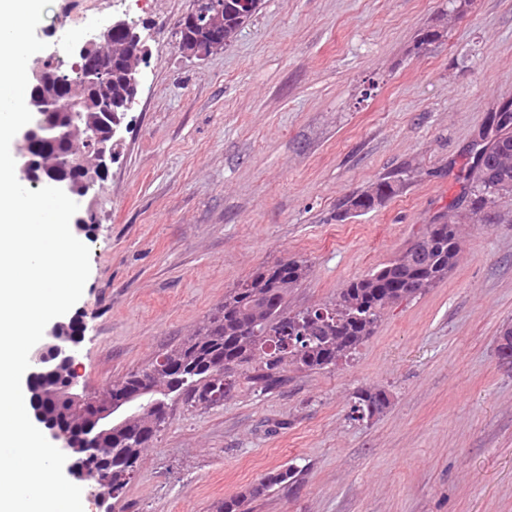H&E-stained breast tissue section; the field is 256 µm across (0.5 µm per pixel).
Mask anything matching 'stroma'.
I'll return each instance as SVG.
<instances>
[{
    "label": "stroma",
    "mask_w": 512,
    "mask_h": 512,
    "mask_svg": "<svg viewBox=\"0 0 512 512\" xmlns=\"http://www.w3.org/2000/svg\"><path fill=\"white\" fill-rule=\"evenodd\" d=\"M148 50L118 156L84 197L96 217L91 271L69 310L82 329L79 388L101 393L192 336L263 266L307 260L290 309L325 306L393 259L460 202L474 134L512 98V0H261L224 51L182 54L191 0H102ZM86 0H53L36 34L45 56ZM443 35L418 47L421 30ZM398 192L367 213L352 195L382 178ZM447 278L387 308L349 361L289 370L266 392L169 402L128 485L86 512H216L268 472L293 482L247 512H512V195L459 227ZM381 414L352 419L357 391ZM355 398L353 410L359 412V407H362L366 414L365 417H372L371 414L374 411H377L378 414L382 413L389 404L386 391L380 388L360 390L356 393Z\"/></svg>",
    "instance_id": "obj_1"
}]
</instances>
